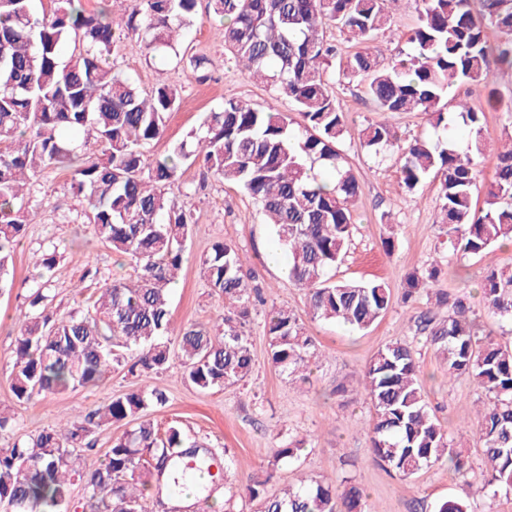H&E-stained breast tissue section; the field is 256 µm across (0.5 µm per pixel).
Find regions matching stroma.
<instances>
[{
    "label": "stroma",
    "mask_w": 512,
    "mask_h": 512,
    "mask_svg": "<svg viewBox=\"0 0 512 512\" xmlns=\"http://www.w3.org/2000/svg\"><path fill=\"white\" fill-rule=\"evenodd\" d=\"M389 9L392 23L376 43L385 60L391 61L411 52L408 37L419 16L406 0H394ZM183 48L187 60L178 65L146 59L132 43L121 46L116 57V66L141 90H150L161 76L182 88L177 111L169 116L163 135L149 147L152 156L167 155L174 144L198 129L205 113L217 110L230 97L257 108L272 106L293 113L288 97L238 71L211 21L200 20L189 28ZM195 56L205 58L204 68L196 70L189 65V58ZM331 87L346 118L347 133L338 150L361 186L352 207L350 245L332 275L337 280L386 284L391 291L386 314L365 330L308 316L305 292L289 280L287 265L266 260L276 243L258 204L237 185L215 179L196 162L184 166L172 190L173 197L188 196L196 218L170 297L172 318L179 325L213 326L222 303L210 292L203 260L214 243L236 245L245 271L252 273L265 297L247 325L254 355L251 379L235 387L201 390L185 379L182 367L175 363L149 378L115 371L93 386L17 402L11 392L12 349L19 322L28 311L26 296L37 256L54 248L61 254L51 279V310L58 319L85 308L105 282L134 274L130 259L102 245L92 226L80 220L84 203L66 189L69 170H45L25 197L39 221L28 225L13 255V287L0 290V409L13 417L12 429L0 433V448L82 416L117 394L157 386L166 392L168 402L151 410L155 424L164 429L171 422H180L188 435L213 453L233 459L232 467L222 472L209 495L195 494L190 512H255V503L243 492L249 479L264 480L267 495L274 496L305 475L336 482L351 480L362 490L368 512H434L439 501L455 497L467 499L471 512H512V488L499 489L494 496L479 490L483 448L477 412L486 400L484 392L465 377L452 384L443 380L435 349L415 327L420 313L428 311L442 318L448 314L447 307L424 295L412 303L402 300L408 274L423 275L431 267H439L433 291L466 297L480 333L512 343V324L489 314L480 290L489 267L512 268V246L479 256L449 251L445 236L437 229L438 180L427 178L411 193L401 189L399 150L377 156L361 141L362 129L378 121L380 115L360 80L335 77ZM455 93L482 111L487 148L480 168L491 173L502 144L512 137V81L501 80L492 89L478 83L462 85ZM492 95L501 101V109H489L487 99ZM391 224L398 227V239L388 253L382 239ZM272 307L301 315L307 332L317 342L319 357L309 382L288 380L268 360L264 321L266 310ZM395 339L410 343L416 351L427 399L447 430L451 447L472 465L467 475L436 465L403 481L375 462L364 429L370 409L361 371L378 349ZM301 438L306 444L298 456L283 459L274 476H266L275 449Z\"/></svg>",
    "instance_id": "35a3bbf8"
}]
</instances>
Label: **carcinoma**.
I'll return each mask as SVG.
<instances>
[{
	"label": "carcinoma",
	"mask_w": 512,
	"mask_h": 512,
	"mask_svg": "<svg viewBox=\"0 0 512 512\" xmlns=\"http://www.w3.org/2000/svg\"><path fill=\"white\" fill-rule=\"evenodd\" d=\"M390 2L209 0L208 16L219 19L216 34L240 72L276 86L301 123L295 132L290 115L229 98L204 117L190 140L152 159L148 146L178 108L181 88L161 79L141 90L114 68L113 52L129 41L148 56L180 57L179 36L194 23L198 0H133L118 18L105 10L87 13L80 0H0V288L8 284L12 254L32 223L21 200L30 181L49 167L71 170L69 190L84 201L83 223L135 264L132 280L105 284L87 309L56 319L48 311L49 286L61 255L53 250L41 256L13 348L11 391L18 402L95 385L111 371L161 373L176 360L201 390L250 378L253 350L245 326L261 288L248 282L234 244L215 243L203 261L211 294L224 301L216 329L173 326L169 286L196 221L192 208L175 204L167 190L188 161L203 160L214 177L237 184L259 204L288 252L289 277L306 292L311 317L365 329L386 313L391 293L385 284L329 276L346 253L351 205L360 192L336 151L346 125L326 79L334 58L338 74L365 80L380 114L420 112L436 128L469 129L462 148L439 137L402 147V188L411 192L431 175L439 181V230L448 246L480 255L512 241V145L499 154L491 177L479 181L485 151L480 113L447 96L463 83L512 78V0H414L420 24L409 37L413 53L387 64L374 41L390 23ZM487 24L502 34L494 47L487 44ZM330 26L352 36L358 50L338 56L326 39ZM90 139L96 150L87 153ZM363 143L379 154L397 146V138L387 123L377 122L363 130ZM317 165L333 173V189L321 184ZM479 191L485 195L481 210L474 205ZM437 275L433 266L425 277L407 276L404 298ZM482 294L491 314L512 321L511 269L488 270ZM416 328L436 348L448 380L467 376L485 391L482 489L511 488L512 346L478 334L461 297L448 304L444 318L420 315ZM265 331L275 370L309 380L305 370L317 347L299 315L273 308ZM169 335L178 336V348L165 341ZM419 374L414 349L398 339L365 365L374 459L402 480L442 462L467 473L471 465L450 447ZM166 402L160 388L131 390L59 430L0 448V501L16 512H62L75 475L96 503L93 512H144V490L166 472L176 479L180 458L197 459L206 472L215 461L180 426L159 431L146 411ZM125 420L134 427L113 439L101 465L74 468L77 449L91 446L96 429ZM303 445L299 440L276 449L270 468ZM264 485L252 479L244 487L258 512H363L362 493L343 482L306 477L272 497L264 495Z\"/></svg>",
	"instance_id": "1"
}]
</instances>
